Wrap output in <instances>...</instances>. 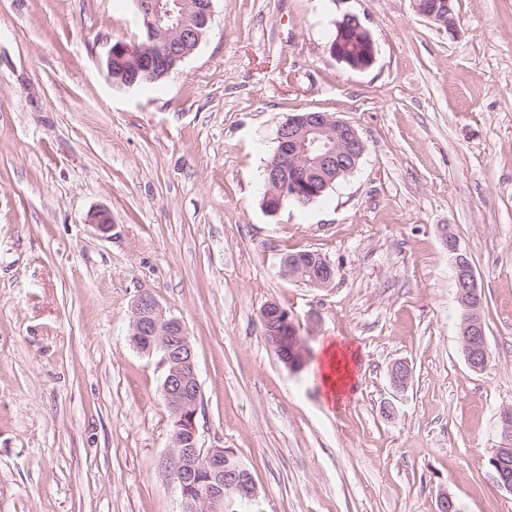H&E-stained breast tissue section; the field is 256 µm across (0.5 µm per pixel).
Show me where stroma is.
Returning <instances> with one entry per match:
<instances>
[{
	"instance_id": "obj_1",
	"label": "stroma",
	"mask_w": 512,
	"mask_h": 512,
	"mask_svg": "<svg viewBox=\"0 0 512 512\" xmlns=\"http://www.w3.org/2000/svg\"><path fill=\"white\" fill-rule=\"evenodd\" d=\"M214 0L164 78L107 76L134 0H0V512H183L159 355L128 335L144 291L184 325L199 444L235 450L265 512H512L488 460L512 406V0ZM358 16L376 60L329 52ZM329 112L366 144L325 197L262 206L287 116ZM114 228L88 224L97 209ZM453 231L486 296L485 371L458 342ZM313 250L335 280L285 279ZM291 312L310 362L357 356L333 402L286 368L260 311ZM406 363V391L390 381ZM452 2L453 0H413L412 5L418 15L453 31L455 22ZM329 261L326 259H323L322 266L326 267L329 272V276H325L322 272H318L317 274H314V272H311L308 276L310 277L307 280H299L296 279V276L294 274V270L297 267V263L293 259H288V256L286 255L282 261H281V275L282 277L289 279V280H298L299 282H303L308 287L311 288H325L332 282V276L333 272L331 270V266L328 263Z\"/></svg>"
}]
</instances>
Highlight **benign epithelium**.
Instances as JSON below:
<instances>
[{
    "label": "benign epithelium",
    "instance_id": "1",
    "mask_svg": "<svg viewBox=\"0 0 512 512\" xmlns=\"http://www.w3.org/2000/svg\"><path fill=\"white\" fill-rule=\"evenodd\" d=\"M142 18V39L120 42L107 52V73L115 69L126 72L124 86L153 81L152 73L166 65V58L178 45L196 40L199 30L210 29L213 2L207 0L201 13L190 11L187 0H174L176 11L163 5L164 0H134ZM415 12L452 31L455 28L453 0H412ZM330 52L336 60L354 70H366L375 62V46L369 31L355 15H347L336 26ZM274 151V163L268 168L265 204L277 213L285 200L293 198L301 204L316 200L332 180L353 173L366 151L363 140L347 122L328 112L309 111L292 114L283 122ZM88 223L100 234L112 231V216L106 209L90 213ZM448 252L454 255V273L464 283L457 294L462 310L459 343L467 364L481 371L488 364V346L476 347V340L485 339L480 311L477 279L468 261L461 254L458 242L442 235ZM263 337L277 358L289 370L297 372L306 362L307 346L299 336L288 310L269 303L260 313ZM147 340L164 353L166 374L162 396L175 421L172 447L175 454L170 463L181 474L180 497L184 512H235L237 503H257L260 493L255 481L237 473L224 474L222 448L198 446L197 415L200 409V383L195 352L180 320L166 315L159 301L149 292L136 298L132 308L129 340L135 344ZM410 382L409 368L399 362L391 370L393 388L404 391ZM498 429L501 445L494 449L489 465L499 487L512 493V408L500 411ZM200 469L210 472L213 484L203 489L196 486Z\"/></svg>",
    "mask_w": 512,
    "mask_h": 512
}]
</instances>
